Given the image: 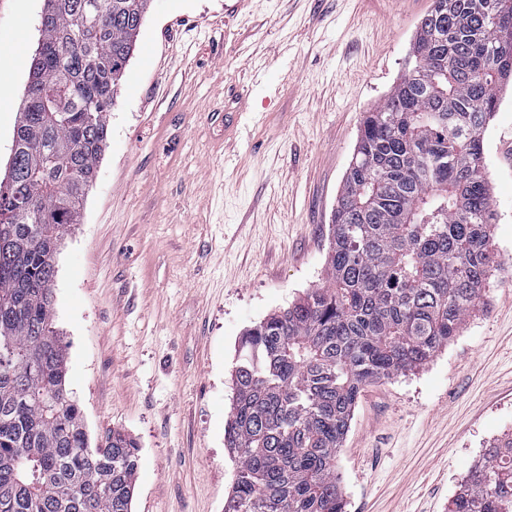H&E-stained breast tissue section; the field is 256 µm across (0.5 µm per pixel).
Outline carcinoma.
I'll return each instance as SVG.
<instances>
[{
  "label": "carcinoma",
  "mask_w": 512,
  "mask_h": 512,
  "mask_svg": "<svg viewBox=\"0 0 512 512\" xmlns=\"http://www.w3.org/2000/svg\"><path fill=\"white\" fill-rule=\"evenodd\" d=\"M151 0H45L0 181V512H131L138 446H91L53 328L55 257L102 159ZM512 0H434L410 65L361 122L325 283L246 330L224 447V512H344L336 459L365 386L448 346L497 264L484 132L512 82ZM451 512H512V437Z\"/></svg>",
  "instance_id": "carcinoma-1"
}]
</instances>
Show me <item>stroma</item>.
I'll return each mask as SVG.
<instances>
[{"instance_id":"1","label":"stroma","mask_w":512,"mask_h":512,"mask_svg":"<svg viewBox=\"0 0 512 512\" xmlns=\"http://www.w3.org/2000/svg\"><path fill=\"white\" fill-rule=\"evenodd\" d=\"M45 0H0V179ZM433 0H151L107 147L56 256L54 324L91 442L139 449L132 512H224L245 330L323 285L361 119ZM484 134L501 264L458 336L368 385L337 460L345 512H449L512 435V84Z\"/></svg>"}]
</instances>
